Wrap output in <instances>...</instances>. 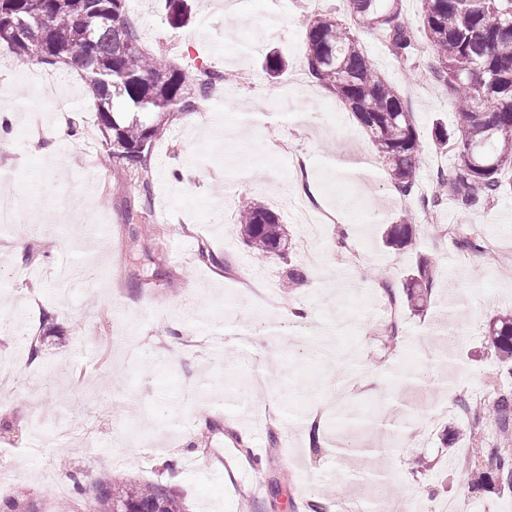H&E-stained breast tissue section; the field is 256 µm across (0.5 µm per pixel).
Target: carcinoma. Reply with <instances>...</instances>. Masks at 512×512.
I'll use <instances>...</instances> for the list:
<instances>
[{"instance_id": "1", "label": "carcinoma", "mask_w": 512, "mask_h": 512, "mask_svg": "<svg viewBox=\"0 0 512 512\" xmlns=\"http://www.w3.org/2000/svg\"><path fill=\"white\" fill-rule=\"evenodd\" d=\"M356 25L378 31L389 51L405 66L412 64L413 30L399 22L395 0H349ZM168 24L184 26L187 0H165ZM92 23L89 51L69 52L82 24ZM421 25L437 53L434 78L448 89L457 114L458 134L445 126L433 134L454 155L451 182L437 179L463 211L512 194V0H422ZM29 65L63 63L83 72L97 107L109 157L132 166L145 162L152 142L167 131L170 116L186 108L185 87L191 76L176 65L161 68L143 48L138 31L125 17V0H0V44ZM309 72L356 115L372 146L385 160L393 188L413 194L421 135L413 112L394 86L364 54L352 28L331 15L314 19L307 31ZM196 94L224 75L195 67ZM246 245L260 259L288 250L286 233L275 211L255 201L239 213ZM386 243L396 249L414 245L412 218L389 226ZM433 265L423 258L410 274V303L433 288ZM502 375L512 377V317H495L487 330ZM499 423L512 425V395L496 401ZM486 452L502 483L512 487V448ZM93 512H187L183 498L162 482H116L104 476L92 485Z\"/></svg>"}]
</instances>
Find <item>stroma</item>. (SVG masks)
<instances>
[{
	"label": "stroma",
	"mask_w": 512,
	"mask_h": 512,
	"mask_svg": "<svg viewBox=\"0 0 512 512\" xmlns=\"http://www.w3.org/2000/svg\"><path fill=\"white\" fill-rule=\"evenodd\" d=\"M125 10L160 65L203 61L223 73L226 99L176 114L150 150L144 200L137 173L108 158L86 85L65 84L58 111L43 114L26 69L0 61L16 114L0 182L26 203L16 224L0 227V425H13L0 428V498L32 500L37 512H58L68 499L72 512H89L90 495L73 497L72 485L91 487L107 473L168 483L189 512H293L300 500L337 507L375 492L388 512L459 495L475 512H512V489L498 484L486 454L512 448V433L456 413L471 389L487 405L512 393L486 336L491 316L512 314V195L469 211L448 198L429 216L417 199L394 196L356 117L307 69L310 22L350 20L347 0H236L231 32L203 0L180 29L169 26L164 0H126ZM359 38L414 114L418 187L435 191L436 172L454 173L452 154L431 137L434 123L455 125L447 89L429 76L438 58L419 32L409 68L383 35ZM273 50L288 61L275 80L262 68ZM41 125L79 133L45 139L34 132ZM299 157L303 178L292 174ZM304 179L318 207L337 216L321 227L318 268L300 247L304 225L283 204L301 196ZM344 196L358 198L360 213L337 212ZM253 200L279 214L290 262L257 261L244 245L234 216ZM410 213L413 247H386L387 226ZM346 224L353 231L342 247ZM459 235L493 241L496 259L457 248ZM203 242L224 269L200 258ZM424 257L434 287L413 310L403 286ZM291 268L302 279L289 288ZM386 288L399 311L395 343L373 310ZM296 305L303 320L284 315ZM46 309L54 326L42 323ZM460 318L466 334L448 348V325ZM323 343L344 359L343 381L317 358ZM372 374L383 376V391L368 385ZM349 408L371 413L372 426L326 428L320 445L307 444V420ZM59 419L75 426L61 446L49 432ZM209 419L218 428L203 451L195 443ZM274 434L281 452L271 456ZM242 441L251 455L239 452ZM415 456L426 470L412 487L401 473Z\"/></svg>",
	"instance_id": "1"
}]
</instances>
